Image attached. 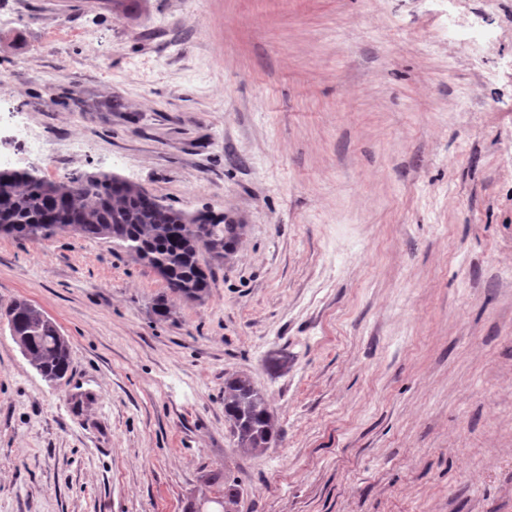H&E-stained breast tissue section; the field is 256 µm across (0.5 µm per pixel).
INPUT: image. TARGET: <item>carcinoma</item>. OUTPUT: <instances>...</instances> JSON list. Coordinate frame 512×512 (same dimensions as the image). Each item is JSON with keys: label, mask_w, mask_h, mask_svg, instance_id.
I'll return each instance as SVG.
<instances>
[{"label": "carcinoma", "mask_w": 512, "mask_h": 512, "mask_svg": "<svg viewBox=\"0 0 512 512\" xmlns=\"http://www.w3.org/2000/svg\"><path fill=\"white\" fill-rule=\"evenodd\" d=\"M241 230L242 225L222 217L177 210L115 175L78 173L49 180L0 169V234L31 240L74 233L113 243L148 264L187 301L203 300L212 288V273L200 263L201 250H216L221 257ZM0 315L22 337L24 356L43 378L66 376L68 343L51 318L25 300L10 302ZM224 417L243 453L262 451L279 436L266 394L247 376L224 380ZM203 485L215 488L211 512H234L243 492L236 478L206 474Z\"/></svg>", "instance_id": "1"}]
</instances>
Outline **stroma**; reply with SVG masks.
Masks as SVG:
<instances>
[{
	"label": "stroma",
	"mask_w": 512,
	"mask_h": 512,
	"mask_svg": "<svg viewBox=\"0 0 512 512\" xmlns=\"http://www.w3.org/2000/svg\"><path fill=\"white\" fill-rule=\"evenodd\" d=\"M0 148L244 227L200 303L111 244L0 235V306L71 357L45 381L0 318V512H184L219 470L239 512H512V0H0ZM460 30H469L471 34L464 42V47L477 50L493 43V36L489 32H485L476 28L475 24L464 20L454 13L448 15V32L456 33ZM1 317L8 321L15 343L24 350L23 354L37 372L47 381L62 379L70 368L69 347L55 322L41 309L26 300H14L4 309ZM54 379V380H50ZM224 417L243 453L269 448L279 436L266 394L247 376L232 375L225 379Z\"/></svg>",
	"instance_id": "35a3bbf8"
}]
</instances>
